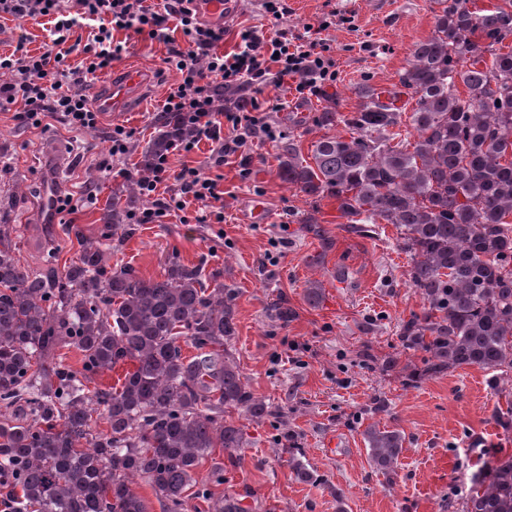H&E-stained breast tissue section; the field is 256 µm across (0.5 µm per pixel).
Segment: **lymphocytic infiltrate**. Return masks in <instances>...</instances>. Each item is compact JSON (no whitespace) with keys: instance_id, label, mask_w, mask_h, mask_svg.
<instances>
[{"instance_id":"lymphocytic-infiltrate-1","label":"lymphocytic infiltrate","mask_w":512,"mask_h":512,"mask_svg":"<svg viewBox=\"0 0 512 512\" xmlns=\"http://www.w3.org/2000/svg\"><path fill=\"white\" fill-rule=\"evenodd\" d=\"M46 21L49 41L42 53L29 54L24 45L26 35H19L15 50L0 55V107L12 106L16 117L34 127L43 118L61 115L69 128L81 130L97 124V112L89 96L92 81L107 72L114 59L126 50L124 42L115 40L120 30H131L150 38L170 41L171 30H179L183 42L172 47L164 62L180 75L162 106L163 111L177 113L193 127L191 140L174 142L176 150L189 152L197 140H219L222 125H230L234 137L222 143V154L242 147L247 137L264 132L275 138L276 132L266 125L257 100L268 84L283 85L293 79L298 94L317 92L336 79V63L326 53L318 38L292 36L278 29L263 35L255 28L238 31L235 50L221 52L224 29L205 24L193 0H0V18ZM90 26L92 32L85 44L71 42L73 28ZM83 52L81 68H70L66 59L73 52ZM251 89L255 98L249 110H219L220 91ZM174 184L176 190L168 199L136 215L140 224H153L168 215L185 211L188 202H196L193 221L197 224L223 222V212L216 202L222 198L215 179L198 169L172 170L167 157H160L153 172L141 180L142 197L154 199L160 185Z\"/></svg>"}]
</instances>
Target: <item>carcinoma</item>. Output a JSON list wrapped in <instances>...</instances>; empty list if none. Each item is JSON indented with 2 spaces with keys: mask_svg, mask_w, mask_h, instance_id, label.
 Listing matches in <instances>:
<instances>
[{
  "mask_svg": "<svg viewBox=\"0 0 512 512\" xmlns=\"http://www.w3.org/2000/svg\"><path fill=\"white\" fill-rule=\"evenodd\" d=\"M471 0H443L432 35L415 45L399 74L400 90L365 81L355 87L356 110L336 103L314 123H339L347 138L312 144L314 165L300 161L294 136L282 147L278 175L307 196L334 198L362 224L400 230L410 256L408 277L421 294V313L404 322L403 349L421 352L406 364L411 380L477 365L497 385L512 371V0L472 9ZM467 94L462 95L458 86ZM403 95L415 101L413 150L401 136ZM158 134L142 153L139 173L123 189L126 204L103 213L99 237L80 242L60 272L55 258L35 273L13 256L14 226L0 223V499L13 512H148L131 487L139 477L163 512H187L194 496L211 512H246L242 500L213 498L196 478L201 460L222 448L231 464L246 444L226 410L251 419L278 412L245 382L228 350L236 335L238 293L221 274L168 259L162 278L114 268L112 243L134 233L131 206L171 141L193 135L169 112L155 117ZM198 354L187 358L182 345ZM75 347L81 368L46 359ZM131 362L120 387L90 389L96 376ZM105 417L96 429L93 414ZM369 458L388 481L397 476L405 435L370 425ZM288 463L304 481L321 475L300 459L294 436L283 434ZM461 512H512V455L479 471Z\"/></svg>",
  "mask_w": 512,
  "mask_h": 512,
  "instance_id": "1",
  "label": "carcinoma"
}]
</instances>
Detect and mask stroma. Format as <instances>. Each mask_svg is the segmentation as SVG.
<instances>
[{"instance_id":"1","label":"stroma","mask_w":512,"mask_h":512,"mask_svg":"<svg viewBox=\"0 0 512 512\" xmlns=\"http://www.w3.org/2000/svg\"><path fill=\"white\" fill-rule=\"evenodd\" d=\"M279 21L267 16L262 0H234L224 24V48L234 49L241 27L268 34L285 28L302 35L319 27L329 14L337 20L321 37L336 62L335 81L314 94L268 86L258 101L275 140L256 135L252 142L215 165L220 141L231 140L222 126L220 141L201 140L191 152H172V169L195 167L218 182L224 221L184 224L179 217L138 225L135 234L113 249L110 263L127 266L145 278H162L171 256L185 264L204 263L220 272L226 287L239 291L236 337L230 352L254 393L275 406L280 416L254 422L237 412L227 422L245 431L247 443L239 464H230L223 449L205 456L197 469L204 478L217 467L223 484L215 496L242 499L251 512H459L458 495L486 454L512 453V426L494 416L512 403V372L491 386L488 372L464 366L413 386L402 383L400 365L413 357L399 342L401 325L420 313L423 300L409 282V255L391 224L357 229L335 199L316 201L278 176L279 154L289 135L301 138V154L325 134L313 123L316 112L336 103L354 111V87L363 79L390 89L398 82L414 45L431 36L440 7L436 0H287ZM127 44L109 75L96 82L93 98L109 97L112 79L136 66L141 83L128 92L116 111H99L95 128L73 132L59 119L32 127L19 123L14 110L0 108V218L16 228L15 257L33 271L46 254L66 267L79 250V237H98L105 208L120 194L125 172H137L144 146L155 134L154 117L179 75L164 62L165 43L147 35L121 31ZM125 127L134 135L123 155H111L110 135ZM111 164L112 175L101 167ZM62 191L80 195L89 183L95 199L64 210L53 224L41 221L38 208L47 178ZM260 199L270 220L246 223L248 203ZM322 286L317 305L305 290ZM287 300L295 315L280 324L273 305ZM397 359L398 369L385 363ZM382 397L386 412H366L372 398ZM396 427L406 436L398 474L386 482L370 465L362 432L371 421ZM293 434L304 461L324 475L321 483L301 481L277 443ZM344 500H337L336 490Z\"/></svg>"}]
</instances>
